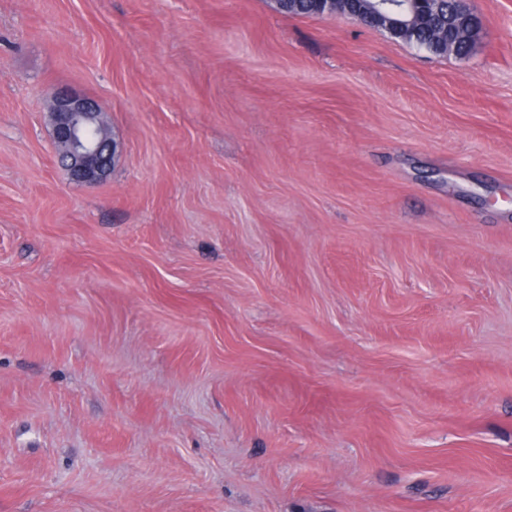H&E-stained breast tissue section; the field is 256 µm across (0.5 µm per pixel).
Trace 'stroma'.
Listing matches in <instances>:
<instances>
[{"label": "stroma", "instance_id": "obj_1", "mask_svg": "<svg viewBox=\"0 0 512 512\" xmlns=\"http://www.w3.org/2000/svg\"><path fill=\"white\" fill-rule=\"evenodd\" d=\"M474 6L439 56L0 0V512H512V0ZM54 87L106 107V181ZM49 120L57 145L66 151L59 160L73 179L99 183L111 170L118 144L102 129L104 108L96 101L69 91L49 95Z\"/></svg>", "mask_w": 512, "mask_h": 512}]
</instances>
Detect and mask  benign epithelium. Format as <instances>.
<instances>
[{"mask_svg": "<svg viewBox=\"0 0 512 512\" xmlns=\"http://www.w3.org/2000/svg\"><path fill=\"white\" fill-rule=\"evenodd\" d=\"M462 4L448 21V31L441 32L442 39H453L456 30L469 26L477 29L479 17L474 0H459ZM356 9L346 12L336 8L337 0H315L320 14L339 15L360 21L387 13L383 0H353ZM104 108L96 101L69 91L53 92L49 95V120L57 144L66 148L59 155L73 179L83 183H99L111 170L118 153V144L111 132L102 129Z\"/></svg>", "mask_w": 512, "mask_h": 512, "instance_id": "1", "label": "benign epithelium"}]
</instances>
